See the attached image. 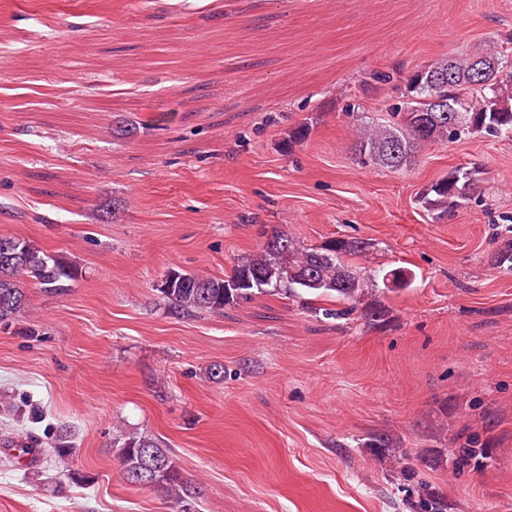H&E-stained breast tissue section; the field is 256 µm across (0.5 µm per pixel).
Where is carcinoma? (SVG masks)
<instances>
[{
    "instance_id": "cac0c4a2",
    "label": "carcinoma",
    "mask_w": 512,
    "mask_h": 512,
    "mask_svg": "<svg viewBox=\"0 0 512 512\" xmlns=\"http://www.w3.org/2000/svg\"><path fill=\"white\" fill-rule=\"evenodd\" d=\"M487 71L482 81L472 79L476 66ZM512 140V48L492 46L476 55H460L423 65L406 79V101L394 106L381 122L359 126L356 158L363 164L390 169L406 167L423 144L455 142L472 134ZM477 170L459 167L433 183L421 197L424 209L439 221L470 200ZM14 257L0 255V323L21 316L28 303L26 283L43 292L64 295L76 280L72 261L44 251L30 240L0 237ZM370 243L359 238H331L308 248L288 234L275 231L256 252L244 257L225 279L172 270L160 289L168 306L179 313L197 310L220 313L224 306L239 303L259 293L336 294L357 300L376 281L365 278L355 258ZM495 265L512 271V238L502 241ZM114 446L123 475L135 482L132 472L154 460L164 462L159 492L175 508L200 498L197 486L186 481L169 449L155 437L137 431H118ZM483 449L467 439L450 449L455 472L480 465ZM417 507L424 512H442V505L417 483Z\"/></svg>"
}]
</instances>
